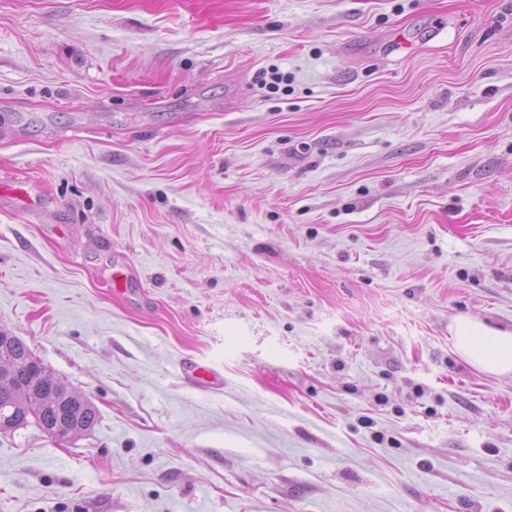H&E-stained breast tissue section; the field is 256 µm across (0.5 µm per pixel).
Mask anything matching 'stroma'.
Here are the masks:
<instances>
[{"instance_id":"obj_1","label":"stroma","mask_w":512,"mask_h":512,"mask_svg":"<svg viewBox=\"0 0 512 512\" xmlns=\"http://www.w3.org/2000/svg\"><path fill=\"white\" fill-rule=\"evenodd\" d=\"M2 180L0 512H512V0H0ZM41 195L38 188L29 182L21 185L0 183V202L8 204L17 210L32 211L39 207ZM449 331L457 354L469 365L489 375H512V331L470 314L456 315ZM4 360V364L1 361ZM30 361L26 368L18 369L17 361ZM0 390L6 402L13 405L15 429L28 422L29 414L35 421L57 426L61 432H71V437L91 430L98 422L99 413L88 397L79 394L54 378L39 361L28 345L11 335L9 355L0 357ZM66 400L67 412L60 415L56 409L59 400Z\"/></svg>"}]
</instances>
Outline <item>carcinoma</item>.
I'll use <instances>...</instances> for the list:
<instances>
[{"label": "carcinoma", "mask_w": 512, "mask_h": 512, "mask_svg": "<svg viewBox=\"0 0 512 512\" xmlns=\"http://www.w3.org/2000/svg\"><path fill=\"white\" fill-rule=\"evenodd\" d=\"M0 391L13 405V418L21 425L32 415L37 423L76 437L98 422V410L88 397L53 377L17 336L11 337L9 355L0 363Z\"/></svg>", "instance_id": "cac0c4a2"}]
</instances>
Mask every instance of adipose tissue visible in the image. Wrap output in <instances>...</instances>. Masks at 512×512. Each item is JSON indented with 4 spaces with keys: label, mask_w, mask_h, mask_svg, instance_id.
<instances>
[{
    "label": "adipose tissue",
    "mask_w": 512,
    "mask_h": 512,
    "mask_svg": "<svg viewBox=\"0 0 512 512\" xmlns=\"http://www.w3.org/2000/svg\"><path fill=\"white\" fill-rule=\"evenodd\" d=\"M449 331L457 354L469 365L489 375H512V331L469 314L456 315Z\"/></svg>",
    "instance_id": "obj_1"
}]
</instances>
